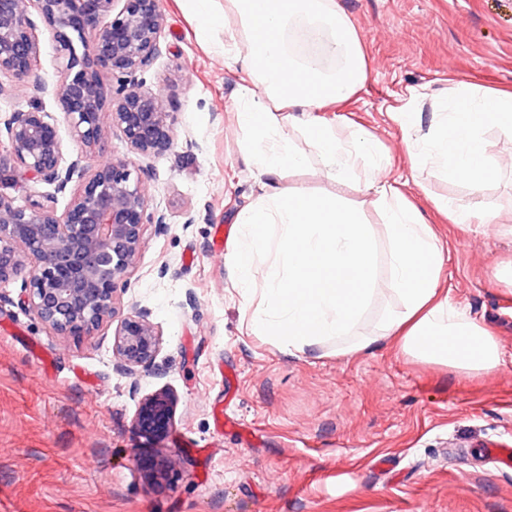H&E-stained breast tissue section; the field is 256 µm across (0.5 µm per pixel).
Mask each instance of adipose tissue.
I'll return each instance as SVG.
<instances>
[{
	"instance_id": "adipose-tissue-1",
	"label": "adipose tissue",
	"mask_w": 512,
	"mask_h": 512,
	"mask_svg": "<svg viewBox=\"0 0 512 512\" xmlns=\"http://www.w3.org/2000/svg\"><path fill=\"white\" fill-rule=\"evenodd\" d=\"M223 9H216V2ZM199 40L223 27L224 58L242 74L236 120L248 140L247 158L258 172L259 193L236 221L243 240L231 259L237 287L260 290L253 316L262 335L301 350L339 340L337 355L391 342L422 361L467 375L497 369V336L451 304L443 286L445 243L401 188L380 180L378 146L364 130L340 141L326 115L352 97L368 78L360 35L338 0H186ZM414 102L394 119L403 132L411 166L436 165L448 178L481 188L491 176L484 131L512 134V90L453 88L435 101L431 118ZM302 134L325 173L353 179L386 213L390 246L388 280L377 273V248L360 212L331 195L283 196L278 183L305 165ZM270 263L258 271L255 255ZM400 307L374 336L352 333L379 287Z\"/></svg>"
}]
</instances>
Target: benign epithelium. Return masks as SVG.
Returning <instances> with one entry per match:
<instances>
[{"mask_svg":"<svg viewBox=\"0 0 512 512\" xmlns=\"http://www.w3.org/2000/svg\"><path fill=\"white\" fill-rule=\"evenodd\" d=\"M121 7H116V3ZM50 27L60 78L38 82L57 101L76 156H66L58 120L38 106L0 118V149L16 166L70 192L62 213L41 203L17 204L0 194V300L2 288L21 280L23 306L64 336L91 335L116 313L119 283L135 267L143 225L165 230L164 216L147 202L130 158L91 167L104 121L123 133L130 152L149 157L174 144L170 113L137 74L162 55L165 18L159 0H30ZM41 47L22 0H0V75L19 81L35 72ZM117 78L104 86L102 76ZM161 334L145 311L123 318L113 336L116 369L133 375L153 369ZM172 398L143 397L133 427L151 438L165 434Z\"/></svg>","mask_w":512,"mask_h":512,"instance_id":"7a95c632","label":"benign epithelium"}]
</instances>
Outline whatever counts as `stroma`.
I'll list each match as a JSON object with an SVG mask.
<instances>
[{
    "label": "stroma",
    "instance_id": "1",
    "mask_svg": "<svg viewBox=\"0 0 512 512\" xmlns=\"http://www.w3.org/2000/svg\"><path fill=\"white\" fill-rule=\"evenodd\" d=\"M361 36L368 79L333 112L340 138L362 129L383 159L381 179L408 198L448 243V297L499 339L504 362L467 376L392 344L342 357L336 341L302 352L260 335L258 296L236 288L234 220L257 193L235 119L240 72L224 62L223 30L201 44L178 0H160L167 47L141 73L171 115L175 144L139 158L149 213L137 265L117 291L120 315L148 312L162 336L154 369L130 376L112 356L116 323L62 336L20 305V283L0 304V512H512V469L481 451L512 445V135L488 128L494 174L481 192L439 171H410L393 113L412 90L432 97L465 83L512 89V0H340ZM36 80L0 78V113L58 104L37 81L58 78L49 27L37 20ZM287 194L332 193L359 207L387 277L383 211L317 156L279 184ZM0 193L16 202L52 186L0 161ZM494 210V224L449 223L434 198ZM229 227L213 251L215 225ZM166 275H159L161 264ZM137 394H130V386ZM175 398L168 432L137 437L141 396ZM223 403L238 429L216 437ZM167 459L152 482L142 462Z\"/></svg>",
    "mask_w": 512,
    "mask_h": 512
}]
</instances>
